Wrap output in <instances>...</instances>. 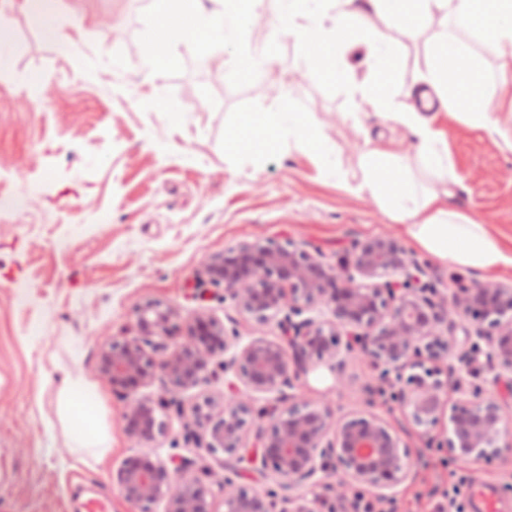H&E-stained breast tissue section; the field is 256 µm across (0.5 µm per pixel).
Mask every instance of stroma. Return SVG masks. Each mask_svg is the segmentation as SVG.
<instances>
[{
	"label": "stroma",
	"instance_id": "1",
	"mask_svg": "<svg viewBox=\"0 0 512 512\" xmlns=\"http://www.w3.org/2000/svg\"><path fill=\"white\" fill-rule=\"evenodd\" d=\"M57 24L70 42L52 40L33 22L25 0H0V28L12 36V63L0 74V512H137L116 480L135 454L218 468L198 451L192 406L227 394L216 373L184 392L168 415L166 436L146 442L129 435L125 401L98 368L109 336L134 333L136 310L149 302L175 309L174 336L196 316L223 322L242 340L279 338L277 321L260 325L210 281L208 259L253 241L293 245L336 266L354 241L382 234L398 239L423 283L512 285V266L486 274L431 257L367 193L359 156L366 140L415 158L401 125L369 116L363 129L347 120L354 100L322 71L300 65L302 48L287 32L276 0H265L243 40L258 48L277 41L269 72L237 68L239 46L216 44L200 63L189 40L172 45L176 67L154 75L143 66L163 32L151 0H55ZM383 34L400 53L387 80L396 110L409 111L408 89L442 35L456 30L436 15L417 34L393 23ZM484 76V105L512 128V70L501 68L495 45L470 37ZM289 86L281 102L280 86ZM304 112L342 162L328 179L313 154L279 143L240 151L243 117L252 112ZM460 176L450 208L512 237V149L503 139L447 112L431 113ZM96 401L107 448L79 446L65 406L63 377ZM377 383L370 363L348 361L342 375L320 364L295 383L296 392L338 414L361 407ZM374 410L408 444L411 477L383 512H436L448 485L467 478L492 487L500 512H512V456L459 460L440 442L443 428L422 442L397 403L375 396ZM52 435L51 456L37 455Z\"/></svg>",
	"mask_w": 512,
	"mask_h": 512
}]
</instances>
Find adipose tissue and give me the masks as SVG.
Segmentation results:
<instances>
[{"label":"adipose tissue","instance_id":"1","mask_svg":"<svg viewBox=\"0 0 512 512\" xmlns=\"http://www.w3.org/2000/svg\"><path fill=\"white\" fill-rule=\"evenodd\" d=\"M152 0L155 17L165 27L169 41L150 48L145 68L162 74L178 62L170 41L188 36L200 59H207L214 43L241 42L244 32L254 24L263 0ZM280 13L288 22V32L304 46L302 63L308 68H325L327 77L345 89L357 109L348 113L353 126H360L364 115L373 113L403 125L416 141V157L423 171L448 184H455L458 173L448 154L446 141L430 122L417 112L393 111L383 85L398 55L397 43L379 32L378 21L391 20L412 31L443 13L457 25L459 36L441 38L428 63L424 77L437 93L449 116L475 122L489 131H498L493 113L482 106L481 82L476 59L466 38L479 35L500 51L503 67L512 66V0H278ZM189 16V26L179 23ZM366 30L371 67L377 81L354 80L344 56L357 37ZM262 129L266 142L288 139L297 149L311 150L321 172L338 177L340 162L322 143L309 119L300 112H255L246 120L237 140L241 151L251 150L252 134ZM364 178L360 191L376 199L386 213L402 222L405 234L423 250L439 259L458 265L492 271L512 261V248L503 244L478 220L447 207L436 191L418 193L410 177V167L399 154L367 144L360 158ZM73 425L85 446L105 447L93 405L80 385L64 379Z\"/></svg>","mask_w":512,"mask_h":512}]
</instances>
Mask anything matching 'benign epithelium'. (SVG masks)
Returning a JSON list of instances; mask_svg holds the SVG:
<instances>
[{
    "label": "benign epithelium",
    "mask_w": 512,
    "mask_h": 512,
    "mask_svg": "<svg viewBox=\"0 0 512 512\" xmlns=\"http://www.w3.org/2000/svg\"><path fill=\"white\" fill-rule=\"evenodd\" d=\"M352 249L359 282L301 251L261 241L229 248L207 262L211 281L224 285V299L256 323L283 315L279 341L257 336L241 346L223 323L200 316L173 351L157 359L156 340L171 337L174 310L149 302L137 310L136 335L110 336L102 344L100 369L114 389L127 394L159 376L165 380L166 396L157 402L135 397L124 413L126 431L144 441L168 433L169 423L158 411L205 383L215 373L216 356L226 355L220 366L233 373L236 394L205 396L193 406L205 450L223 454L225 512H314L305 492L309 485L342 505L358 486L390 502L410 477L407 444L384 418L367 408L338 416L326 404L284 393L315 362L339 373L350 358L369 361L378 380L399 385L398 403L424 437L451 410L442 447L454 458L490 460L512 453L499 402L476 389L459 391L450 407L443 399V362L452 350L448 322L457 317L474 321L477 336L487 341L493 383L512 385V285L474 284L436 300L439 289L421 283L393 237L354 243ZM390 274L399 278L378 282ZM318 307L330 317H303ZM408 369L413 373L406 376ZM254 393H276L278 400L263 414L268 426L250 437L246 425ZM248 457L260 460V473L271 476L276 488L257 492L238 484L237 464ZM117 480L124 498L141 512L160 499L167 501L166 512H215L203 480L175 479L158 458H129Z\"/></svg>",
    "instance_id": "benign-epithelium-1"
}]
</instances>
